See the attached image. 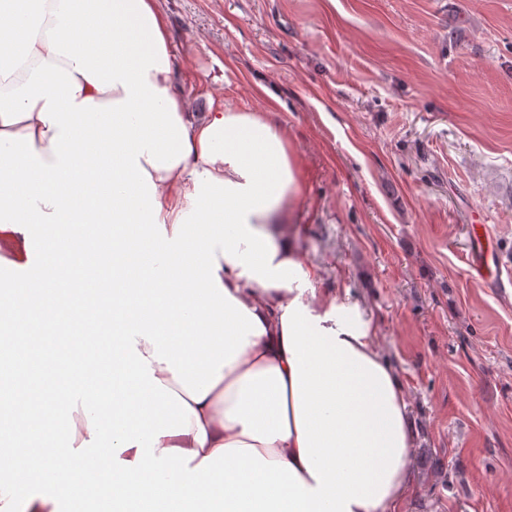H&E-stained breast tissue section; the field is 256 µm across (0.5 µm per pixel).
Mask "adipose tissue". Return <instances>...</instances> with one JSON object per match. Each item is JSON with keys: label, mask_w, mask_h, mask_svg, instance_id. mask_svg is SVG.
<instances>
[{"label": "adipose tissue", "mask_w": 512, "mask_h": 512, "mask_svg": "<svg viewBox=\"0 0 512 512\" xmlns=\"http://www.w3.org/2000/svg\"><path fill=\"white\" fill-rule=\"evenodd\" d=\"M306 185L266 112L177 90L157 0H0V320L60 317L40 293L56 248L112 274V318L66 338L57 391L0 401L17 434L41 417L37 477L79 472L109 432L107 496L146 468L196 512H400L414 434L402 383L347 297L315 287L287 232ZM83 360L73 371L70 358ZM0 465V512H57Z\"/></svg>", "instance_id": "1"}]
</instances>
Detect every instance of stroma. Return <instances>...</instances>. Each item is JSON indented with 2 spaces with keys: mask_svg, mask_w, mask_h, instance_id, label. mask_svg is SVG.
Here are the masks:
<instances>
[{
  "mask_svg": "<svg viewBox=\"0 0 512 512\" xmlns=\"http://www.w3.org/2000/svg\"><path fill=\"white\" fill-rule=\"evenodd\" d=\"M176 85L273 113L307 195L288 227L399 374L401 512H512V287L464 263L472 213L512 260V0H159Z\"/></svg>",
  "mask_w": 512,
  "mask_h": 512,
  "instance_id": "35a3bbf8",
  "label": "stroma"
}]
</instances>
